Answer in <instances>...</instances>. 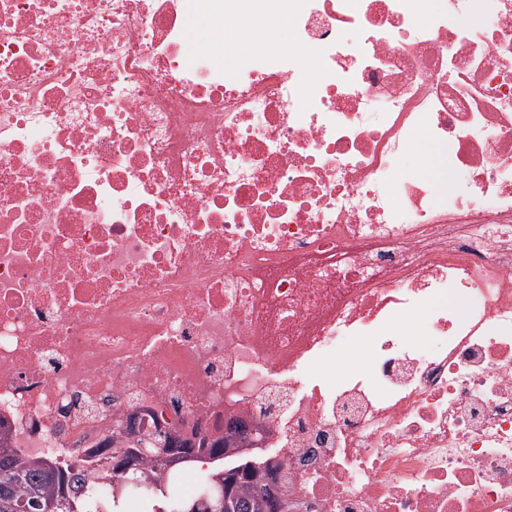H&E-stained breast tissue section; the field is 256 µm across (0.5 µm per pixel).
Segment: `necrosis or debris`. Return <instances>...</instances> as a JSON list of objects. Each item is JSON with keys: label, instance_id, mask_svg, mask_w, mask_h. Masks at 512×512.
I'll use <instances>...</instances> for the list:
<instances>
[{"label": "necrosis or debris", "instance_id": "obj_1", "mask_svg": "<svg viewBox=\"0 0 512 512\" xmlns=\"http://www.w3.org/2000/svg\"><path fill=\"white\" fill-rule=\"evenodd\" d=\"M242 2L0 0L6 445L162 430L288 512H512V0H256L245 63L186 56Z\"/></svg>", "mask_w": 512, "mask_h": 512}]
</instances>
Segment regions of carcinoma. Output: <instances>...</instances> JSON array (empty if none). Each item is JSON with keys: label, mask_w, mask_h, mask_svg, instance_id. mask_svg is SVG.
<instances>
[{"label": "carcinoma", "mask_w": 512, "mask_h": 512, "mask_svg": "<svg viewBox=\"0 0 512 512\" xmlns=\"http://www.w3.org/2000/svg\"><path fill=\"white\" fill-rule=\"evenodd\" d=\"M100 453L113 462L121 459L134 466L122 480L138 479L147 486L133 495L112 498V505L122 504V512H210L209 507L223 500L222 512H263L261 500L254 497L256 487L272 475L264 462L254 459L224 470L211 472V480L196 494L172 502L165 494L161 475L148 478L141 470L145 460L160 468L179 467L187 462L206 463L224 457L226 448L200 442L194 445L167 433L140 437L133 432L112 436V444L100 447ZM80 466L38 458H22L10 448L0 447V512H98L77 476Z\"/></svg>", "instance_id": "obj_1"}]
</instances>
